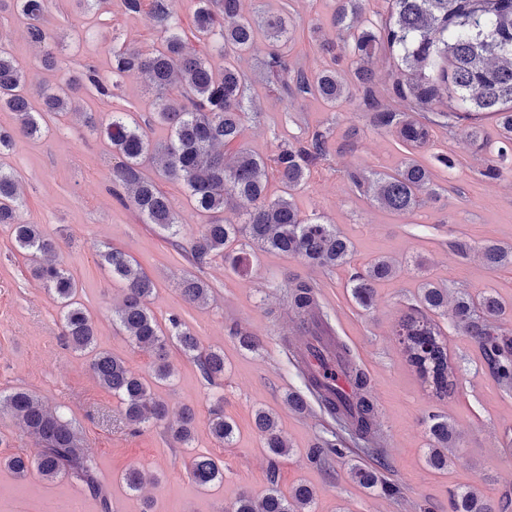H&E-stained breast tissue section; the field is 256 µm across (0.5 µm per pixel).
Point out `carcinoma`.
<instances>
[{
  "label": "carcinoma",
  "mask_w": 512,
  "mask_h": 512,
  "mask_svg": "<svg viewBox=\"0 0 512 512\" xmlns=\"http://www.w3.org/2000/svg\"><path fill=\"white\" fill-rule=\"evenodd\" d=\"M193 2L195 37L205 43L217 40L215 52L186 54L175 0H151L161 45L151 51L112 48L110 83L101 80L94 66L87 65L75 77H64L54 85L34 90L26 72L0 45V112L15 116L12 128H0V154L11 150L18 136H41V127L31 111V96L38 95L45 111L67 116L76 86H87L107 101L116 97L119 79L144 73L156 91L154 120L169 128V140L152 142L129 112H110L99 124L91 116L86 119L88 126L100 127L122 157L112 167V193L174 239L181 235L183 224L157 178L181 181L201 217L189 258L201 264L221 257L237 272L249 265L246 253L229 249L240 235L261 250L296 257L312 268L334 270L350 264L352 257L350 241L335 225L318 217H303L294 202V195L311 172L329 159L330 132L316 129L279 148L274 164L280 193L274 196L268 192L266 160L241 144L256 77L276 87L285 99L310 95L330 107L356 100L372 126L395 135L412 149L429 144L433 128L438 126L461 133L477 151L495 149L501 161L512 151V0H389L388 19L378 26L365 18L366 0H336L331 19L336 41L321 42V49L332 55L333 64L317 71L305 69L291 54L295 26L284 13L263 10L251 18L242 14V0ZM49 8L50 0H0V11L13 10L28 20L27 37L39 45L46 43L43 22ZM260 32L269 41L270 50L258 62L253 77L240 62ZM382 50L397 59L387 103L377 94L371 68L373 57ZM448 98L456 101V108L438 109ZM481 113L496 118L497 142L488 141L473 125ZM345 178L353 192L390 214L411 213L426 200L439 198L433 170L411 157L387 172L355 167L346 171ZM239 200L250 203L241 214L236 209ZM22 207L21 180L0 169V224L12 230L31 274L55 297L68 345L89 355V367L98 384L120 398L122 417L131 433L147 424L158 425L168 417L167 405L155 395L153 387L174 375L170 348L176 346L194 359L208 381L224 376V351L200 350L195 334L175 315L168 318V325L159 323L150 307L154 282L136 261L114 248L104 257L112 279L122 284L124 295L113 322L137 347L151 351L150 373L135 374L124 359L97 349L94 320L78 300L73 275L58 261L59 242L44 235L38 225L23 221ZM448 247L463 259L477 254L490 269L512 268L511 244L486 240L474 247L469 240L457 237L448 242ZM409 263L417 269L424 267L417 259L401 262L379 257L351 273L347 287L355 303L366 311L371 309L376 285L395 277ZM179 293L186 303L204 307L209 303L211 288L204 280L189 277L181 281ZM448 294L444 286L428 278L422 280L415 306L403 315L395 330L408 364L419 378L432 383L436 397L448 396V388L454 385L453 369L433 316L450 311L454 330L477 343L491 376L505 393H511L512 333L501 324L507 313L505 302L491 291L459 289L451 301ZM288 297L299 327L310 332L322 316L314 285L292 278ZM336 350L345 363L352 394L340 390L326 393L309 373L308 385L336 422L352 438L367 445L366 453L379 467L387 468L390 463L379 448L381 429L370 379L346 345L339 343ZM0 412L18 422L41 446L34 460L4 456L0 457L1 466L21 479L33 473L48 481L71 475L82 489L99 499L103 512H111L97 463L86 454L83 436L69 421L25 390L0 393ZM426 423L431 448L425 462L432 469H445L457 447L456 428L441 414L429 415ZM195 424L194 410L185 407L177 424L167 426V431L175 441L186 443L192 439ZM254 425L272 458L289 454L290 445L273 413L257 410ZM208 430L224 445L233 442L234 424L220 409L210 413ZM329 454L346 456L342 436L337 434L312 448L309 459L316 461ZM188 474L201 487L224 478L223 468L207 456L192 459ZM350 474L368 490L400 495L398 489L381 486L377 471L358 461L351 464ZM314 503L315 491L309 485L299 483L285 495L272 475L262 497L241 493L230 512H312ZM450 509L495 512L491 501L469 485L451 490Z\"/></svg>",
  "instance_id": "1"
}]
</instances>
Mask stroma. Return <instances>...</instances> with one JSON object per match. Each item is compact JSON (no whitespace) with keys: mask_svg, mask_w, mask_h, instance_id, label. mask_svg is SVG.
Returning a JSON list of instances; mask_svg holds the SVG:
<instances>
[{"mask_svg":"<svg viewBox=\"0 0 512 512\" xmlns=\"http://www.w3.org/2000/svg\"><path fill=\"white\" fill-rule=\"evenodd\" d=\"M242 8L248 15L262 9L288 12L296 26L294 56L313 70L329 64L310 30L317 27L323 38H335L333 0H243ZM47 28L58 61L57 69L50 71L42 66L40 48L26 36L25 19L9 10L0 13V45L35 84L57 83L64 73L79 72L87 64L96 67L103 81H111L113 45L147 51L159 39L149 11L126 14L121 0L81 10L73 0H51ZM254 96L257 109L244 122L243 141L266 159L284 141L317 128L332 130L337 141L358 129L353 149L332 153L297 196L303 216L322 217L352 241L350 265L322 271L294 257L260 251L244 238L236 247L249 255L245 271H233L219 257L192 263L184 247L143 223L133 207L115 200L109 174L119 156L105 136L77 121L44 115L47 133L38 140L17 139L13 149L0 156V168L23 181L24 220L59 241L61 260L77 280L79 300L95 321L99 347L124 358L137 374L148 375L151 355L112 324L113 309L122 297L121 285L112 281L102 258L112 247L135 259L153 278L151 309L160 323L179 316L203 348L223 350L224 377L207 382L191 359L172 350L174 377L156 392L171 415L186 406L194 409L192 440L176 443L163 428L152 425L130 433L121 419L120 399L98 385L86 355L65 347L56 300L33 279L9 228L0 226V392L24 389L61 408L84 435L112 512H142L147 498L153 502L152 512H227L239 493L263 495L271 470L282 492L300 482L310 485L316 492L315 512H410L413 503L419 512H450L449 492L460 485L474 486L494 501L512 492V454L501 447L504 429L512 428V394L499 389L477 344L457 335L449 316L438 317L457 377L454 392L439 399L421 383L393 334L427 276L453 290L492 289L512 303V269L492 270L478 258L464 260L448 248L449 241L460 236L476 245L488 238L512 243V176L483 177L485 157L474 154L465 139L439 127L431 145L418 155L433 169L441 189L439 201L411 214L392 215L359 199L344 172L397 166L408 150L393 135L372 127L351 102L330 108L308 97L288 107L279 92L261 81L254 84ZM152 101L145 77L129 74L121 78L112 102H102L87 90L74 97L73 105L82 112L133 113L147 123L151 140L162 141L168 131L152 122ZM439 153L451 155L455 167H439ZM378 256L417 257L425 269L405 268L379 284L374 306L366 312L352 299L347 281L352 270ZM188 275L210 285L208 306L183 301L177 284ZM293 277L317 284L328 315L325 330L350 349L370 377L382 447L391 464L384 477L399 486L402 501L359 486L350 475L348 459H307L311 446L330 437L336 423L319 406L299 414L285 402L289 392L305 390L288 352L289 344L302 338L288 301ZM240 331L256 337V349L239 346ZM218 403L236 426L229 445L217 442L208 430L209 411ZM260 408L276 415L291 448L288 455L274 460L264 448L253 423ZM432 413L447 416L460 434L456 456L445 471L425 463L430 444L426 418ZM199 455L223 461V480L204 489L191 481L185 465ZM131 468L147 471L153 482L142 491H130L122 476ZM76 490L67 476L22 480L0 467V512H62Z\"/></svg>","mask_w":512,"mask_h":512,"instance_id":"obj_1","label":"stroma"}]
</instances>
